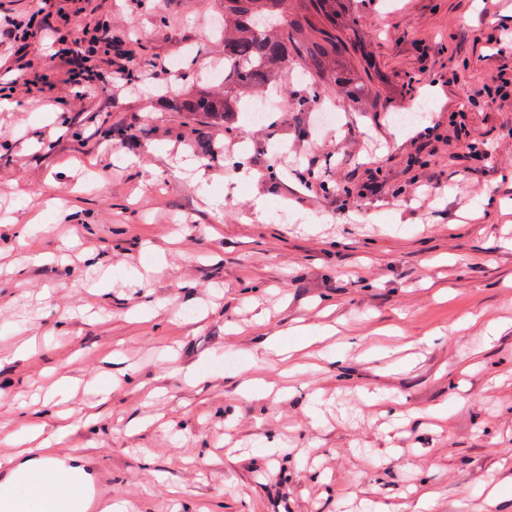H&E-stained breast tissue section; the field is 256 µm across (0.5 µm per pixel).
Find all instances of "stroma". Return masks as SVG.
<instances>
[{"instance_id":"stroma-1","label":"stroma","mask_w":512,"mask_h":512,"mask_svg":"<svg viewBox=\"0 0 512 512\" xmlns=\"http://www.w3.org/2000/svg\"><path fill=\"white\" fill-rule=\"evenodd\" d=\"M64 8L62 35L108 18L113 39L68 135L40 89L78 65L44 33L20 58L0 44V75L22 82L0 112V460L24 459L21 427L52 432L62 372L66 407L100 414L73 419L75 462L127 512H413L421 485L430 512H484L491 485L512 497V0H334L314 19L343 42L321 103L291 63L263 92L272 120L225 129L163 102L223 92L206 73L224 66V0ZM299 324L361 343L327 339L289 395L244 397L266 340Z\"/></svg>"}]
</instances>
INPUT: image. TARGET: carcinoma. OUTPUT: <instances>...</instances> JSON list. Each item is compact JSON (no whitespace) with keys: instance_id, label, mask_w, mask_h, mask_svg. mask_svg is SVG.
<instances>
[{"instance_id":"cac0c4a2","label":"carcinoma","mask_w":512,"mask_h":512,"mask_svg":"<svg viewBox=\"0 0 512 512\" xmlns=\"http://www.w3.org/2000/svg\"><path fill=\"white\" fill-rule=\"evenodd\" d=\"M224 61L234 88L248 90L271 82L276 68L298 57L315 83L329 84L336 72L341 43L327 31L303 42L294 33L303 27L299 16L288 18V0H224ZM167 105L211 126L234 118L237 98L208 91L188 92L167 99Z\"/></svg>"}]
</instances>
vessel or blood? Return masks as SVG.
<instances>
[{
	"instance_id": "vessel-or-blood-1",
	"label": "vessel or blood",
	"mask_w": 512,
	"mask_h": 512,
	"mask_svg": "<svg viewBox=\"0 0 512 512\" xmlns=\"http://www.w3.org/2000/svg\"><path fill=\"white\" fill-rule=\"evenodd\" d=\"M17 474L13 468H0V512H28L13 491ZM61 483L60 495L45 503L43 512H112V496L106 491L104 476L94 470L74 475L66 470L54 473Z\"/></svg>"
}]
</instances>
